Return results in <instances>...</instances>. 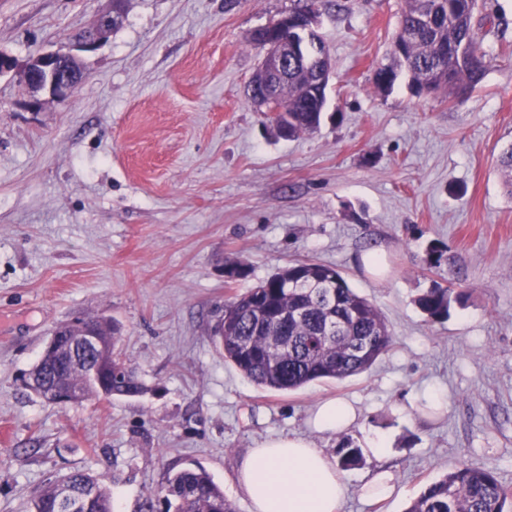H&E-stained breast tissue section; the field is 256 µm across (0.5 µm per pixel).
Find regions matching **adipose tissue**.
<instances>
[{
	"label": "adipose tissue",
	"instance_id": "obj_1",
	"mask_svg": "<svg viewBox=\"0 0 512 512\" xmlns=\"http://www.w3.org/2000/svg\"><path fill=\"white\" fill-rule=\"evenodd\" d=\"M357 420L351 403L328 399L315 407L309 423L317 433L333 435ZM236 481L252 512H339L345 493L334 459L300 435L266 439L249 449Z\"/></svg>",
	"mask_w": 512,
	"mask_h": 512
}]
</instances>
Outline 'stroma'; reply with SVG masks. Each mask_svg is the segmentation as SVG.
Wrapping results in <instances>:
<instances>
[{
	"instance_id": "35a3bbf8",
	"label": "stroma",
	"mask_w": 512,
	"mask_h": 512,
	"mask_svg": "<svg viewBox=\"0 0 512 512\" xmlns=\"http://www.w3.org/2000/svg\"><path fill=\"white\" fill-rule=\"evenodd\" d=\"M297 0H125L122 26L81 53L66 97L31 94L23 66L73 44L109 0H0V512H27L73 470L102 477L139 512L168 472L203 467L236 512L242 457L299 434L335 454L386 439L390 496L343 471L341 512H404L461 461L512 489V197L498 160L512 145V0H486L489 66L471 94L378 92L404 0H335L317 31L333 61L324 120L277 137L247 97L262 55L249 34ZM444 249L428 266L425 248ZM383 256L386 271L366 272ZM238 258L249 277L228 283ZM336 267L386 318L393 343L367 372L279 393L214 344L229 293L290 262ZM464 295L442 323L414 303L433 285ZM112 319L145 391L65 407L21 376L54 328ZM327 397L360 418L323 436L307 419Z\"/></svg>"
}]
</instances>
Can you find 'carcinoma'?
I'll return each mask as SVG.
<instances>
[{
    "label": "carcinoma",
    "instance_id": "cac0c4a2",
    "mask_svg": "<svg viewBox=\"0 0 512 512\" xmlns=\"http://www.w3.org/2000/svg\"><path fill=\"white\" fill-rule=\"evenodd\" d=\"M478 0H405L395 39L412 30L404 54L391 52V62L378 67L375 87L394 86L405 70L416 93L429 88L452 102L473 92L485 78L488 61L476 25ZM327 104L326 89L318 85L315 68L288 63L280 97L267 102L271 122L288 125V138L319 129ZM288 107L281 114L277 109ZM503 187L512 196V145L500 156ZM251 267L243 260L224 265L227 283L247 277ZM463 295L435 284L415 299L432 323L447 320ZM214 335L224 359L246 378L274 391H291L318 380H343L368 370L387 352L393 336L385 317L368 299L349 287L333 266L297 261L241 295L224 301V313ZM101 348L91 357L73 360L62 351L36 367L51 389L73 390L81 398L137 396L144 384L116 352L118 337L111 322L99 323ZM338 464L351 469L364 461L352 441L336 448ZM61 482L87 491L89 506L78 512H113L112 491L101 477L82 470ZM59 482V483H61ZM59 483L52 482L33 500L31 512H65ZM141 512H234L224 491L202 468H184L167 475L160 495H151ZM405 512H512V491L498 474L479 463L461 462L452 471L427 484Z\"/></svg>",
    "mask_w": 512,
    "mask_h": 512
}]
</instances>
